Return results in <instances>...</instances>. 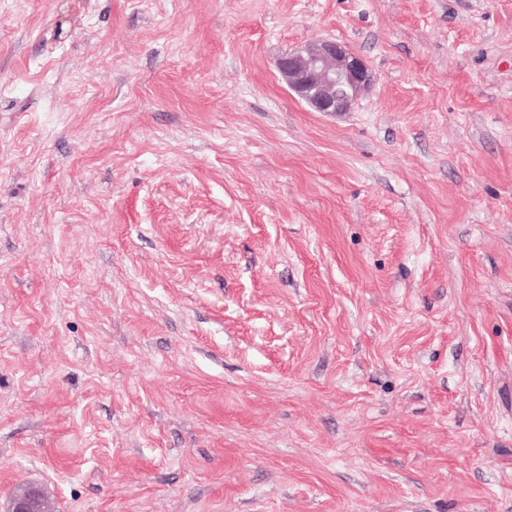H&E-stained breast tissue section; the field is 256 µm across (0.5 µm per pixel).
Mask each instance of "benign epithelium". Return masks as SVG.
Segmentation results:
<instances>
[{
	"label": "benign epithelium",
	"instance_id": "benign-epithelium-1",
	"mask_svg": "<svg viewBox=\"0 0 512 512\" xmlns=\"http://www.w3.org/2000/svg\"><path fill=\"white\" fill-rule=\"evenodd\" d=\"M288 86L315 111L336 115L349 110L352 100L372 81L364 61L333 39L294 49L277 61ZM10 512H50L44 498L29 488L11 499Z\"/></svg>",
	"mask_w": 512,
	"mask_h": 512
}]
</instances>
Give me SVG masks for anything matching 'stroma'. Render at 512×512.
<instances>
[{"instance_id": "35a3bbf8", "label": "stroma", "mask_w": 512, "mask_h": 512, "mask_svg": "<svg viewBox=\"0 0 512 512\" xmlns=\"http://www.w3.org/2000/svg\"><path fill=\"white\" fill-rule=\"evenodd\" d=\"M333 38L373 82L309 111ZM512 512V0H0V512ZM288 86L314 112H347L352 100L372 81L364 61L333 39L289 51L277 61ZM10 512H50L44 498L36 488L14 495L11 499Z\"/></svg>"}]
</instances>
